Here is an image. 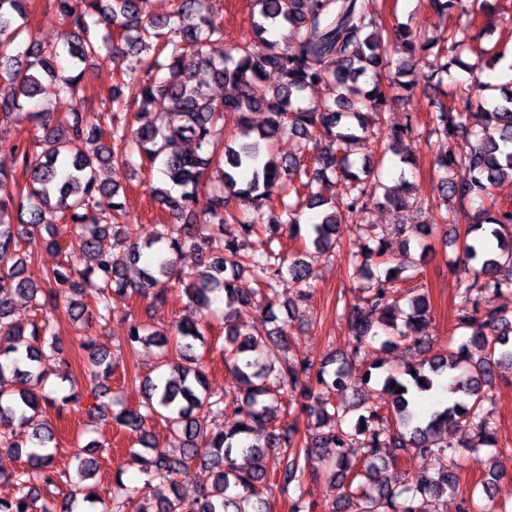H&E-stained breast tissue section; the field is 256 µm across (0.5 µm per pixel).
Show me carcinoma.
I'll list each match as a JSON object with an SVG mask.
<instances>
[{"label": "carcinoma", "instance_id": "cac0c4a2", "mask_svg": "<svg viewBox=\"0 0 512 512\" xmlns=\"http://www.w3.org/2000/svg\"><path fill=\"white\" fill-rule=\"evenodd\" d=\"M154 0H56L60 19L68 29L61 45L41 44L20 36L29 32L25 22L32 0H0V115L8 116L25 104L38 105L47 92L44 80L55 92L75 100L76 106L63 124H53L48 113H31L32 125L21 141L8 147L19 161L25 185L17 196L0 197V335L10 344L0 349V449L26 454L28 467L0 474L8 492L0 497V512H73L77 501L93 502L94 487L85 481L96 475L95 459L73 455L78 480L70 481L62 505L52 488L57 486L56 446L53 430L43 425L29 429L30 413L53 409L62 412L87 398L88 410L102 408L105 390L98 385L83 395L57 400L42 393L46 373L43 360L60 353L56 328L44 310L63 302L79 321L86 306L78 299V279L94 276L100 292L96 301L98 320L107 323L118 305L134 296L163 303L171 290L176 259L201 245L211 254L203 269L184 272L189 305L203 311L212 294L224 292L227 304L249 307L267 299L268 316L247 332L224 320V344L208 346L201 322L181 321L168 333L150 331L141 319L128 323L127 334L115 352L96 348L90 336L81 337L88 352V372L110 374L137 346L153 343L160 348V372L142 381L143 401L134 408L123 406L112 413L116 423L138 435L145 458L131 454L146 476L134 494H121L103 512H270L267 496L270 476L286 491L302 488L308 475H323L330 482L347 485V496L338 512H421L418 497L434 502L458 489L456 471L463 455L454 436L462 426L476 432L482 445L497 446L496 427L485 410L487 394L496 371L512 370V313L493 305L492 298L512 288V208L497 203L493 191L504 179L512 181V89L501 100H475L466 92L441 89L444 75L461 64L468 43L483 38L476 27L475 10L464 0H434L441 10L460 9V21L448 34H429L405 24L388 29L380 23V0H251L253 37L233 47L227 62H218L208 47L224 39V27L206 15V0H164L168 11L155 14ZM187 17L198 24L183 28ZM107 33L99 35L98 26ZM121 41H112V30ZM396 40L408 60L392 66L388 45ZM66 50L73 67L103 59L110 50L139 56L147 53L146 74L128 75L113 88L107 107L87 112L82 103L85 87L81 74L62 77L57 70L60 50ZM427 60L430 80L439 95L431 100L427 136L437 137L444 148L435 155L440 173L437 186L442 200L454 198L458 208L438 212L420 226L430 240L467 225L462 241L463 271L458 276L455 328L467 331L465 340L447 344L427 365H407L382 380L379 400L370 405L349 404L344 395L351 385L352 363L361 352L380 343V349L425 343V328L432 305L425 292L411 297L408 311L400 307L396 290L384 284L398 281L408 268L409 250L402 260L386 268L385 279L367 287L368 295L346 310L352 339L341 359L331 358L319 368L306 359H285L281 351L291 336L286 325L276 324L274 304L281 301L295 310L296 302L309 298L311 273L299 255L272 247L275 238L300 230L303 209L319 210L309 236L316 247L336 244V227L350 218L370 226L374 208L405 209L409 187L405 170L398 183L386 185L373 153L353 171L346 154L348 145L376 143V125L386 122L387 96L382 79L406 92L414 82L405 80L414 63ZM279 77L267 86V72ZM224 87L220 99L205 91L201 75ZM332 87L330 99L306 107L299 105L312 86ZM163 105L150 118L149 107ZM480 109L479 124L467 125L469 111ZM137 109L139 126L115 122L118 112ZM267 114L256 127L251 114ZM232 119L239 136H221L224 121ZM466 133L468 150L450 146ZM416 134L408 121L387 134V150L402 164L416 159L404 151V142ZM287 135L296 151L276 155L271 146ZM142 150L141 160L162 159L163 173L171 188H152L155 201L176 215L203 216L208 236L200 239L184 224H160L154 237L142 244L132 240L131 229L122 223L124 204L118 190L97 181V168L126 157L128 143ZM195 150L187 152L184 144ZM215 165L217 185L206 201L199 189L209 165ZM458 167L470 178L458 183L451 173ZM341 182L343 201L338 208L323 199L322 187ZM252 201L254 212L238 216L224 204V195ZM20 216L13 223L9 212ZM69 219L73 227L67 260L46 274L45 285L19 278L26 258V244L35 233L56 219ZM112 235L115 247L102 246L100 237ZM266 236L260 251L243 253L240 240ZM388 244L374 239L364 246L362 260L352 262L353 274L366 276L371 267L385 263ZM249 274L254 288L240 279ZM24 296L35 311L26 326L10 321L13 297ZM204 349L195 355V347ZM218 351L224 365L242 388L236 412L237 427L211 434L204 444L195 436L209 414L224 413V393L210 390L204 354ZM455 381V398L428 413L418 412L419 400L437 390L438 378ZM286 394L293 413L317 416L321 431L305 440L298 435L296 419L274 416L271 408ZM157 421L178 444L180 456L159 447L147 429ZM435 461L414 486H401L388 471L406 457ZM196 463L211 473L209 489L188 490L176 476ZM505 474L492 472L482 484L484 497L460 499L459 512H507L494 502V481Z\"/></svg>", "mask_w": 512, "mask_h": 512}]
</instances>
